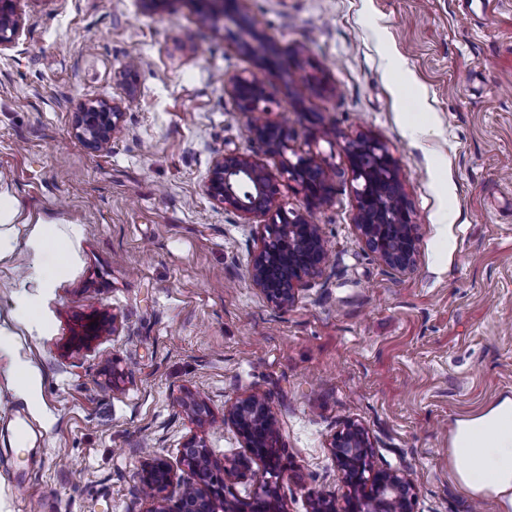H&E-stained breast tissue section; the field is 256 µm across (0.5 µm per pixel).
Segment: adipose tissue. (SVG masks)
Returning a JSON list of instances; mask_svg holds the SVG:
<instances>
[{"label": "adipose tissue", "mask_w": 512, "mask_h": 512, "mask_svg": "<svg viewBox=\"0 0 512 512\" xmlns=\"http://www.w3.org/2000/svg\"><path fill=\"white\" fill-rule=\"evenodd\" d=\"M80 225L23 215L8 188L0 186V259L20 253L28 260L25 280L34 288L55 287L73 258ZM449 475L475 499L496 502L498 512H512V399L487 412L459 421L448 450Z\"/></svg>", "instance_id": "ef3b65f1"}]
</instances>
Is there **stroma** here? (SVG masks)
I'll return each instance as SVG.
<instances>
[{"label":"stroma","instance_id":"35a3bbf8","mask_svg":"<svg viewBox=\"0 0 512 512\" xmlns=\"http://www.w3.org/2000/svg\"><path fill=\"white\" fill-rule=\"evenodd\" d=\"M242 18L274 46L265 64L241 51ZM20 22L18 46L0 51V184L23 213L83 235L41 302L46 329L0 356V512H151L146 451L178 472L193 436L216 461L237 457L224 407L251 391L277 415L288 512L315 495L343 502L329 442L351 421L373 469L411 478L414 512H498L451 481L448 448L456 420L512 398V0H231L216 25L198 0H22ZM251 73L291 133L286 155L247 134L224 89ZM309 76L320 86L296 102ZM94 101L122 114L100 152L75 131ZM361 133L398 163L411 272L354 228L343 146ZM228 150L259 162L291 210L306 201L285 159L313 152L332 173L313 214L329 262L290 307L248 278L256 219L205 191ZM103 311L117 335L66 351ZM15 357L40 377L32 396L12 386Z\"/></svg>","mask_w":512,"mask_h":512}]
</instances>
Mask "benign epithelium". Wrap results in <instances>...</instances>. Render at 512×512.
<instances>
[{"instance_id":"obj_1","label":"benign epithelium","mask_w":512,"mask_h":512,"mask_svg":"<svg viewBox=\"0 0 512 512\" xmlns=\"http://www.w3.org/2000/svg\"><path fill=\"white\" fill-rule=\"evenodd\" d=\"M20 0H0V52L19 44ZM207 5L204 18L214 23L224 19L225 0H201ZM242 51L257 63L266 62L270 46L262 33L248 28ZM239 111L248 119L250 136L265 142L279 154L288 150V129L267 118L270 98L254 75H236L224 84ZM122 113L106 102L86 104L77 113L76 133L84 145L99 151L119 131ZM356 182L355 224L357 235L377 258L390 268L407 272L417 262L418 239L405 201L399 167L390 148L378 138L360 134L344 145ZM288 179L304 193L307 210H288L278 200L277 189L265 169L250 156L229 151L218 158L206 178L207 194L226 209L262 219L259 245L249 263V278L277 306L295 302L305 277L319 270L327 259V243L311 209L327 202L329 171L318 155L309 153L285 160ZM118 316L95 315L72 334L69 348H91L100 336L117 329ZM224 424L232 428L244 453L220 465L211 458L206 444L189 438L181 448L184 469L177 473L167 459L150 456L138 471L142 496L154 503L152 512H214L216 501L224 512H287L280 494L282 470L277 468V419L269 401L256 392L237 397L224 408ZM330 448L345 485L343 512H413L414 485L396 471L374 470L370 465L372 444L367 430L348 423L333 435ZM262 468L264 479L246 499L229 501L228 483L251 470ZM180 489L175 508L166 506L165 492Z\"/></svg>"}]
</instances>
